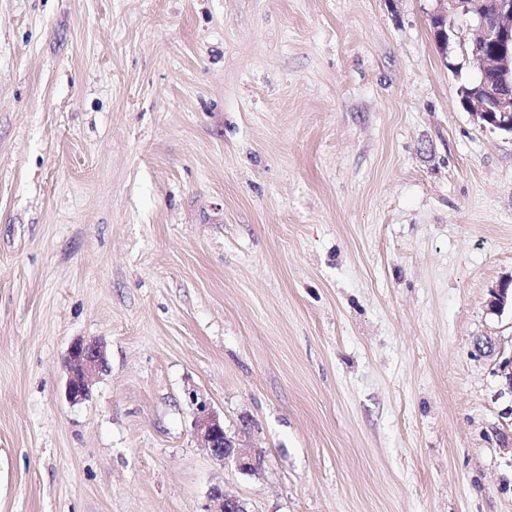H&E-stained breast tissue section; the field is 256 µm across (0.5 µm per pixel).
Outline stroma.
I'll return each mask as SVG.
<instances>
[{"instance_id":"35a3bbf8","label":"stroma","mask_w":512,"mask_h":512,"mask_svg":"<svg viewBox=\"0 0 512 512\" xmlns=\"http://www.w3.org/2000/svg\"><path fill=\"white\" fill-rule=\"evenodd\" d=\"M433 8L0 0V512H512V135ZM107 358L100 341L75 340L66 360V398L70 403H79L90 395L93 380L105 370ZM193 408L194 428L199 434L204 447L224 467H234L244 474H255L262 467L259 453L250 452L240 446L239 442L224 429V421L204 400H199L196 393H189ZM209 500L213 503V510L207 509L205 512H247L243 502L234 496L226 495L221 486L211 488Z\"/></svg>"}]
</instances>
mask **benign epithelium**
<instances>
[{
  "label": "benign epithelium",
  "mask_w": 512,
  "mask_h": 512,
  "mask_svg": "<svg viewBox=\"0 0 512 512\" xmlns=\"http://www.w3.org/2000/svg\"><path fill=\"white\" fill-rule=\"evenodd\" d=\"M431 18L448 25L455 36L454 16L470 18L476 27L471 41V63L478 77L475 85L461 95L464 110L472 120L485 128L512 134V0H435ZM512 304V290L502 284L491 291L489 306L503 310ZM107 358L104 346L97 340H75L66 360V398L75 404L90 395L93 380L105 370ZM193 406L194 428L210 455L226 467L244 474H255L262 467L261 455L242 446L224 429V421L200 399L189 393ZM213 508L206 512H246L241 500L224 493V488L214 486L209 493Z\"/></svg>",
  "instance_id": "obj_1"
}]
</instances>
